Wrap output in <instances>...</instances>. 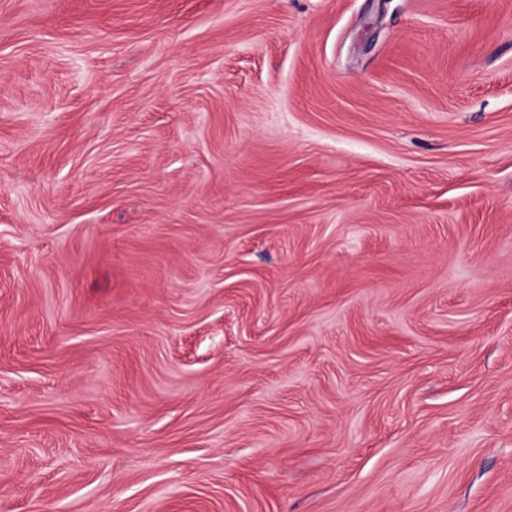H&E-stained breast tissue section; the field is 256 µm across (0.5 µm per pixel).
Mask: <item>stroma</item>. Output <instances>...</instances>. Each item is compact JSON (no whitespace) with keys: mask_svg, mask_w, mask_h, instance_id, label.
Segmentation results:
<instances>
[{"mask_svg":"<svg viewBox=\"0 0 512 512\" xmlns=\"http://www.w3.org/2000/svg\"><path fill=\"white\" fill-rule=\"evenodd\" d=\"M0 512H512V0H0Z\"/></svg>","mask_w":512,"mask_h":512,"instance_id":"stroma-1","label":"stroma"}]
</instances>
